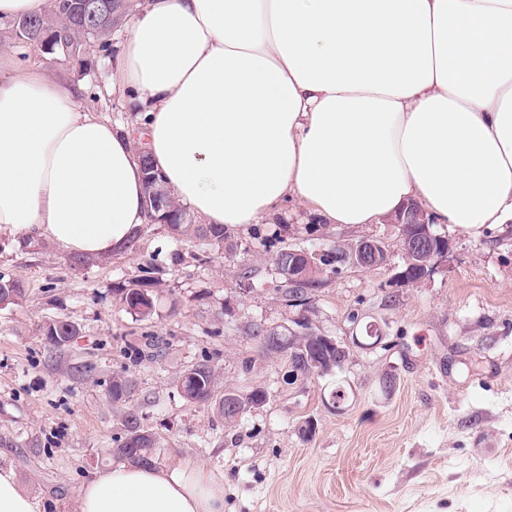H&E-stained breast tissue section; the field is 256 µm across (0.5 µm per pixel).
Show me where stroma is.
Returning a JSON list of instances; mask_svg holds the SVG:
<instances>
[{
	"mask_svg": "<svg viewBox=\"0 0 512 512\" xmlns=\"http://www.w3.org/2000/svg\"><path fill=\"white\" fill-rule=\"evenodd\" d=\"M0 22V56L39 64L83 86L84 101L129 125L137 103L109 94L106 76L122 52L87 45L85 63L59 61L14 40ZM451 248L430 277L407 284L397 225L340 226L296 199L260 223L231 230L233 249L195 234L140 228L137 253L71 269L53 246L31 251L0 237V276L26 294L0 307V465L61 512L81 483L111 467L125 417L135 414L156 442L155 465L192 459L224 479V512H512V223L473 236L440 224ZM388 247L379 267L325 273L308 307H290L275 254H316L346 239ZM149 269L150 317L130 313L115 287ZM71 321L78 334L53 349L47 324ZM350 344L342 371L288 382L284 358L252 332L301 326ZM377 328L386 348L353 347ZM209 362L211 402L183 398L185 371ZM131 385L112 403L115 375ZM396 386L382 393L379 383ZM349 399L334 409L330 392ZM264 390L263 406L233 424L218 416L225 394ZM312 435H303L304 421Z\"/></svg>",
	"mask_w": 512,
	"mask_h": 512,
	"instance_id": "1",
	"label": "stroma"
}]
</instances>
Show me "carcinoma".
Segmentation results:
<instances>
[{
	"mask_svg": "<svg viewBox=\"0 0 512 512\" xmlns=\"http://www.w3.org/2000/svg\"><path fill=\"white\" fill-rule=\"evenodd\" d=\"M81 0H53L50 12L43 17H22L12 24V34L15 39L23 42L37 43L45 53L56 60L85 61L87 40L96 39L100 44H108V37L112 29L124 24L135 10V0H99L106 6L105 23L101 24L92 19L83 18L78 12V3ZM148 223L165 224L172 231V235L180 236L188 230H193L206 245L220 248L224 244L227 234L224 226L217 224H196L191 226L185 222V211L180 206L169 208V211H155L146 207ZM292 248L281 249L274 258V264L284 279L286 291L285 296L299 306L308 298L313 288L319 285V275L324 272L325 267H330V272L336 274L347 262L336 259L341 252L339 246H334L330 251L318 258L319 268L313 271V275L307 279L292 280L288 278V259L292 258ZM153 281L147 277L136 279L130 282L129 286L120 288V300L128 305L130 298L136 296L141 299V305L145 310L136 311L142 318L151 315L153 298L151 294ZM24 285L18 281L0 278V302L10 298H21L25 295ZM75 325L66 319H56L46 326L45 336L47 342L60 347L70 341L75 335ZM253 336L258 338L262 348L277 345L282 349L286 361L291 368L298 371L302 376L309 375L323 376L327 371H318L313 365L315 360L332 359L333 369L338 371L343 368L342 355L334 348L328 347L319 338H312L307 335L303 338L293 333L277 332L273 329L267 330L261 327L255 328ZM214 387L213 370L207 363H200L186 371L180 380V390L184 398L197 404H206L211 398ZM128 384L120 376L112 379L108 389V395L112 402L119 403L127 395ZM127 434L117 441L113 453L120 459L143 465L154 464V438L140 431L137 416L133 413L127 415Z\"/></svg>",
	"mask_w": 512,
	"mask_h": 512,
	"instance_id": "carcinoma-1",
	"label": "carcinoma"
}]
</instances>
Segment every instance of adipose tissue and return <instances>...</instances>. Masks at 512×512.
Segmentation results:
<instances>
[{
  "instance_id": "1",
  "label": "adipose tissue",
  "mask_w": 512,
  "mask_h": 512,
  "mask_svg": "<svg viewBox=\"0 0 512 512\" xmlns=\"http://www.w3.org/2000/svg\"><path fill=\"white\" fill-rule=\"evenodd\" d=\"M107 81L139 135L0 61V236L120 251L147 221L145 156L229 230L290 197L336 224L413 199L470 234L512 221V0H141ZM0 512H42L8 466ZM73 512H224V480L121 463Z\"/></svg>"
}]
</instances>
